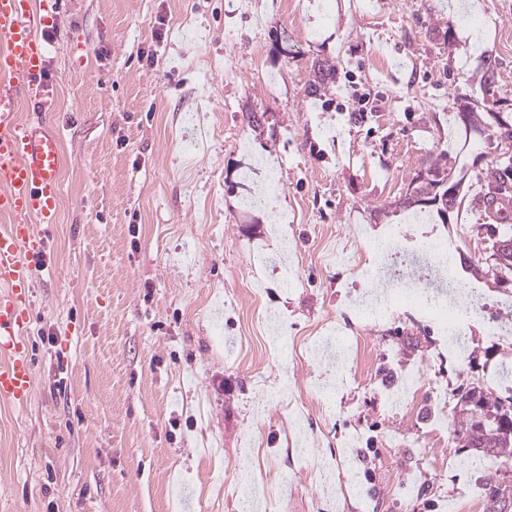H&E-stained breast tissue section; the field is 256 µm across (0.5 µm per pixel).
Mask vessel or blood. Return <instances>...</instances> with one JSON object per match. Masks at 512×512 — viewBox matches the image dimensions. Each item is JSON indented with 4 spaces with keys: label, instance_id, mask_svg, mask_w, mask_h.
Here are the masks:
<instances>
[{
    "label": "vessel or blood",
    "instance_id": "1",
    "mask_svg": "<svg viewBox=\"0 0 512 512\" xmlns=\"http://www.w3.org/2000/svg\"><path fill=\"white\" fill-rule=\"evenodd\" d=\"M46 51L32 0H0V401L11 405L33 395L26 345L32 264L50 262L37 227L55 223L60 199L57 134L18 119L21 103L47 102ZM480 208L487 219L501 220L512 212V197L489 193Z\"/></svg>",
    "mask_w": 512,
    "mask_h": 512
}]
</instances>
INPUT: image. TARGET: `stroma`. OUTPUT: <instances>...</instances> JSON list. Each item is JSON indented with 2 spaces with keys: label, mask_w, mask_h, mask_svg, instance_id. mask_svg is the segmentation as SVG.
Here are the masks:
<instances>
[{
  "label": "stroma",
  "mask_w": 512,
  "mask_h": 512,
  "mask_svg": "<svg viewBox=\"0 0 512 512\" xmlns=\"http://www.w3.org/2000/svg\"><path fill=\"white\" fill-rule=\"evenodd\" d=\"M252 2L35 0L54 19L45 114L64 165L45 231L55 265L33 277L34 395L0 403V512H243L248 482L261 510L446 512L485 483L434 467L466 452L453 432L429 439V404L388 412V374L440 337L407 303L386 324L362 321L359 303L393 279L361 288L336 249L362 234L365 263L387 226H457L452 257L479 308L463 320L471 364L442 373L512 398L499 379L512 345L485 332L512 322V293L487 272L495 236L478 208L479 193L512 186V147L472 148L453 123L467 102L512 117V0H263L258 14ZM323 59L336 84L305 98ZM250 112L266 114L262 132ZM435 161L481 175L448 221L419 226L399 204ZM264 163L277 207L244 210L245 191H264L248 167ZM327 328L369 349L346 358L355 382L332 394L319 391L336 378ZM263 384L275 396L260 409Z\"/></svg>",
  "instance_id": "stroma-1"
}]
</instances>
